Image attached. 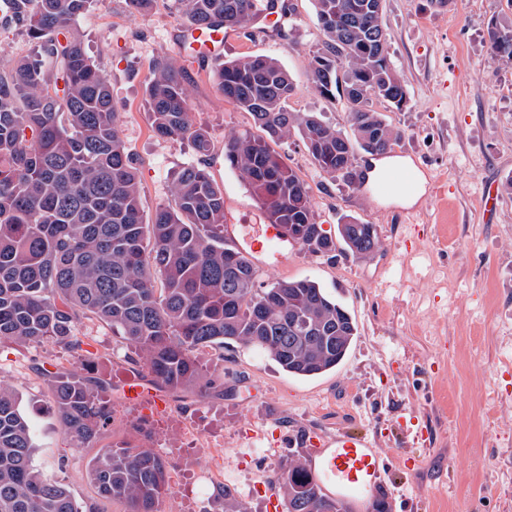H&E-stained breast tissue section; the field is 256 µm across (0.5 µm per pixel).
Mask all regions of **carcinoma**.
<instances>
[{
	"instance_id": "carcinoma-1",
	"label": "carcinoma",
	"mask_w": 512,
	"mask_h": 512,
	"mask_svg": "<svg viewBox=\"0 0 512 512\" xmlns=\"http://www.w3.org/2000/svg\"><path fill=\"white\" fill-rule=\"evenodd\" d=\"M91 0H21L5 27L25 33L33 56L0 60V344L52 342L70 354L71 372L36 368L47 381L60 427L77 445L112 423V380L80 332L86 322L112 326L134 349L131 362L161 391H224L198 352L255 348L282 370L311 378L336 368L357 326L348 310L310 280L257 285L256 270L224 239V190L206 168L189 164L171 176V203L147 215L135 160L119 135L112 84L86 51L74 22ZM189 23L252 27L258 0H179ZM371 0H313L324 35L311 81L323 97L340 94L350 132L312 113L288 111L294 85L273 57L213 60L224 99L249 113L263 135L224 139V155L257 196L269 223L286 224L308 252L327 255L336 242L366 260L379 248L372 224L338 225L333 240L316 220L309 188L273 145L298 132L313 163L350 185L357 154L385 155L403 133L373 108L409 99L388 49L363 51L379 19ZM491 55L512 61V25H491ZM352 82L340 83L338 69ZM187 74L155 62L145 86L151 127L166 140L211 151V136L191 120ZM36 443L15 395L0 386V512H79L69 491L33 463ZM171 463L153 449L123 441L91 460L104 499L127 512H158L170 490ZM286 512H345L324 497L299 459L277 476Z\"/></svg>"
}]
</instances>
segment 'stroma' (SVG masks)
I'll list each match as a JSON object with an SVG mask.
<instances>
[{
  "label": "stroma",
  "instance_id": "1",
  "mask_svg": "<svg viewBox=\"0 0 512 512\" xmlns=\"http://www.w3.org/2000/svg\"><path fill=\"white\" fill-rule=\"evenodd\" d=\"M285 2L291 14L233 32L224 57L276 58L295 86L290 111L348 128L340 103L311 83L323 40L312 0ZM383 21L409 90L402 109L377 106L403 132L388 164L418 176L419 193L379 189L373 158L364 153L356 185L331 180L292 135L279 151L308 184L318 223L331 234L350 220L374 225L380 247L359 260L341 249L330 258L297 246L286 264L269 256L258 272L264 286L315 281L350 312L358 336L336 370L299 378L249 348H205L201 361L233 376L234 388L204 398L169 395L167 410L154 415L121 399L124 385L139 377L130 347L110 326L89 323L81 331L101 356L117 407L112 424L79 448L61 431L33 370L72 369L69 353L50 342L0 345V384L31 422L34 462L67 487L82 512H126L123 501L98 496L88 466L130 439L141 417L148 446L174 463L160 512H224L227 487L248 512H266L267 493L255 485L267 470L305 458L312 436L336 432L368 435L386 453L389 468L374 500L381 512H512V62L488 50V29L512 21V0H384ZM183 23L178 0H156L145 15L127 0H92L76 21L111 78L142 206L150 213L170 202L171 173L197 159L188 143L158 139L151 128L144 84L154 61L171 59L188 71L194 123L212 135L208 170L224 190L226 223L266 224L261 204L224 158L225 136L254 131L253 120L225 100L198 59L179 50ZM490 186L498 201L487 211L481 199ZM196 433L223 440V481L200 478Z\"/></svg>",
  "mask_w": 512,
  "mask_h": 512
}]
</instances>
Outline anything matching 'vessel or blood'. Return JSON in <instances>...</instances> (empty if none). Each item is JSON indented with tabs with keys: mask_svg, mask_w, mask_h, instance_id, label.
Instances as JSON below:
<instances>
[{
	"mask_svg": "<svg viewBox=\"0 0 512 512\" xmlns=\"http://www.w3.org/2000/svg\"><path fill=\"white\" fill-rule=\"evenodd\" d=\"M194 36L206 44L210 58L219 57L228 33L223 28L194 29ZM227 234L241 254L251 263H262L266 255L284 258L292 241L279 224L265 225L263 231L242 233L239 226L227 225ZM127 402L147 401L164 408L166 400L140 380L130 381L124 388ZM304 464L319 491L327 498L341 501L347 512H370L373 492L382 484L386 462L381 449L373 447L365 436L338 434L322 439L317 449L305 458Z\"/></svg>",
	"mask_w": 512,
	"mask_h": 512,
	"instance_id": "obj_1",
	"label": "vessel or blood"
}]
</instances>
